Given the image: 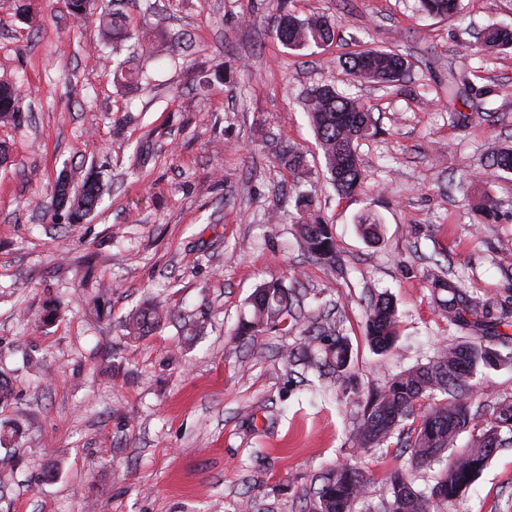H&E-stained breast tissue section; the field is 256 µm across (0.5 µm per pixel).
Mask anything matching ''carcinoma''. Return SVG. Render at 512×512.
Listing matches in <instances>:
<instances>
[{
	"instance_id": "cac0c4a2",
	"label": "carcinoma",
	"mask_w": 512,
	"mask_h": 512,
	"mask_svg": "<svg viewBox=\"0 0 512 512\" xmlns=\"http://www.w3.org/2000/svg\"><path fill=\"white\" fill-rule=\"evenodd\" d=\"M423 12L435 17H455L461 11V0H419ZM100 23L105 41H127L134 33L121 17L102 10ZM275 36L289 49L303 51L332 40L334 23L324 15L300 18L284 11L273 25ZM481 46L486 50H512V27L487 25L481 33ZM372 75L365 81L390 85L401 81L400 68L407 64L401 55L390 50H371ZM114 80L123 87L138 82L139 72L128 62L118 63ZM322 153L326 178L332 188L342 194H352L363 187L366 175L356 152L358 140L378 133L371 110L361 101L340 94L330 84L310 89L303 99ZM19 118V107L12 88L0 84V121ZM489 170L512 172V147H504L492 155ZM103 195L100 178L88 175L80 190L64 193V210L68 223L80 224L99 204ZM297 232L307 252L316 259L334 265L339 259L328 222L313 208L312 191H300L296 197ZM359 229L364 238L379 240L377 218L360 217ZM435 287L449 297L437 299L441 311L454 324L468 325L466 316L486 315L490 302L468 297L459 286L441 279ZM250 316L240 321L236 335L254 336L268 326L274 328L294 318V293L281 279L264 282L249 298ZM171 316V312L153 304L132 313L125 324L130 335L146 334ZM365 335L369 345L378 352L393 347L398 337L397 310L392 297L380 294L366 309ZM512 362L492 347L472 341L453 344L438 350L426 364L413 366L390 378L372 394L363 408L355 432L361 448L386 444L397 433H406L400 447L410 455L411 467L431 471L424 487L415 484L410 471L396 470L387 478L390 499L383 504L384 512H443L477 479L488 461L501 448L512 445V439L502 436V428L512 431V399L504 398L493 407L490 418H484L483 408L472 409L471 396L476 388L474 379L479 368L500 362ZM350 363V354L343 338L327 341L326 356L321 361L307 358V364L343 373ZM431 400L419 424L408 429L404 422L415 418L416 406L423 399ZM476 430L470 447L448 453L456 437L468 428ZM368 477L360 469L341 464L320 476L314 492L312 509L308 512H354L364 506Z\"/></svg>"
}]
</instances>
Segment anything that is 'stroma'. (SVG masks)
Here are the masks:
<instances>
[{
	"mask_svg": "<svg viewBox=\"0 0 512 512\" xmlns=\"http://www.w3.org/2000/svg\"><path fill=\"white\" fill-rule=\"evenodd\" d=\"M29 3L24 16L20 0H0V82L20 105L0 121V381L11 386L0 433L16 461L0 512H304L317 476L342 463L369 477V503L384 502L410 456L394 438L355 444L371 391L441 346L512 353V173H496L488 215L480 188H456L512 144V50L481 52L475 39L512 24V0H461L449 19L419 0H118L127 26L160 45L131 89L112 73L130 47L105 48L98 16L77 23L64 0ZM284 9L330 16L335 40L289 50L272 32ZM367 49L406 58L404 81L349 75L345 59ZM325 83L371 106L379 129L357 143L367 183L349 196L327 184L303 110ZM291 149L304 175L280 163ZM92 171L97 211L80 224L55 216L57 176L77 188ZM300 183L332 226L337 267L298 238ZM367 213L379 242L357 229ZM443 273L494 301L492 317L451 324L434 298ZM277 277L300 293L299 320L237 335L249 296ZM381 293L399 317L384 353L364 335ZM156 300L172 318L129 338V314ZM330 309L351 363L321 380L283 353L322 354L305 330ZM478 380L473 405L512 397V365ZM450 512H512V447Z\"/></svg>",
	"mask_w": 512,
	"mask_h": 512,
	"instance_id": "obj_1",
	"label": "stroma"
}]
</instances>
